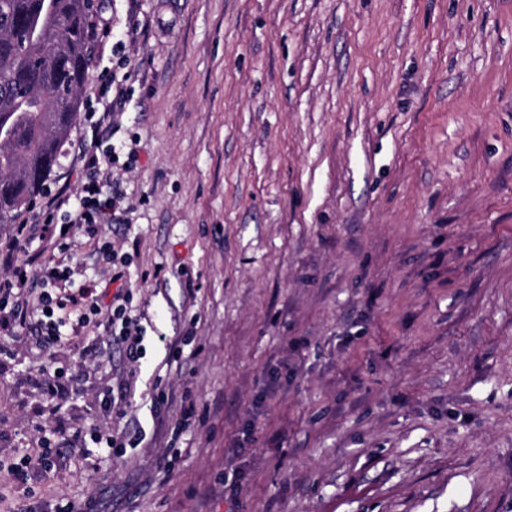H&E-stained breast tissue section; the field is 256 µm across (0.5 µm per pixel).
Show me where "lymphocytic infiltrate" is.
Here are the masks:
<instances>
[{"label": "lymphocytic infiltrate", "instance_id": "lymphocytic-infiltrate-1", "mask_svg": "<svg viewBox=\"0 0 512 512\" xmlns=\"http://www.w3.org/2000/svg\"><path fill=\"white\" fill-rule=\"evenodd\" d=\"M81 174L83 195L67 225L52 221L54 212L68 203L59 194L46 201L40 228L17 224L13 235L0 243V329L35 327L40 350L51 351L90 344L83 330L92 323L135 364L142 356L146 329L133 313L130 293L116 292L103 306L91 290L74 287L71 280L69 262L78 231L102 223L120 200L104 192L95 160H86Z\"/></svg>", "mask_w": 512, "mask_h": 512}]
</instances>
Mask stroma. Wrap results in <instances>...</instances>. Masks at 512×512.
Here are the masks:
<instances>
[{"instance_id":"obj_1","label":"stroma","mask_w":512,"mask_h":512,"mask_svg":"<svg viewBox=\"0 0 512 512\" xmlns=\"http://www.w3.org/2000/svg\"><path fill=\"white\" fill-rule=\"evenodd\" d=\"M93 19L111 32L50 185L79 200L93 140L123 202L73 280L131 291L145 353L96 337L55 416L42 372L77 351L0 331V512H512V0H98ZM113 390L124 415L99 407ZM51 429L54 477L18 483ZM146 434L139 432L137 436L131 439H127V436L125 434H111L109 437L103 441V438H101L97 444L103 445L100 446L102 451L108 454V456H111L112 454L116 455H124L126 454V448L127 445L132 448H138L139 445L145 440Z\"/></svg>"}]
</instances>
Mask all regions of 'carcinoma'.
<instances>
[{"instance_id": "cac0c4a2", "label": "carcinoma", "mask_w": 512, "mask_h": 512, "mask_svg": "<svg viewBox=\"0 0 512 512\" xmlns=\"http://www.w3.org/2000/svg\"><path fill=\"white\" fill-rule=\"evenodd\" d=\"M90 0H0V224L46 188L79 109Z\"/></svg>"}]
</instances>
